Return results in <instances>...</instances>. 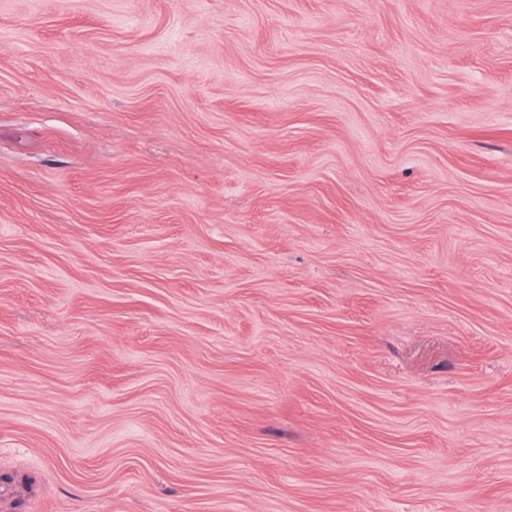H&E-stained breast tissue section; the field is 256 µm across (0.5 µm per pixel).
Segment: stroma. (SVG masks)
Returning <instances> with one entry per match:
<instances>
[{
	"mask_svg": "<svg viewBox=\"0 0 512 512\" xmlns=\"http://www.w3.org/2000/svg\"><path fill=\"white\" fill-rule=\"evenodd\" d=\"M0 512H512V0H0Z\"/></svg>",
	"mask_w": 512,
	"mask_h": 512,
	"instance_id": "1",
	"label": "stroma"
}]
</instances>
